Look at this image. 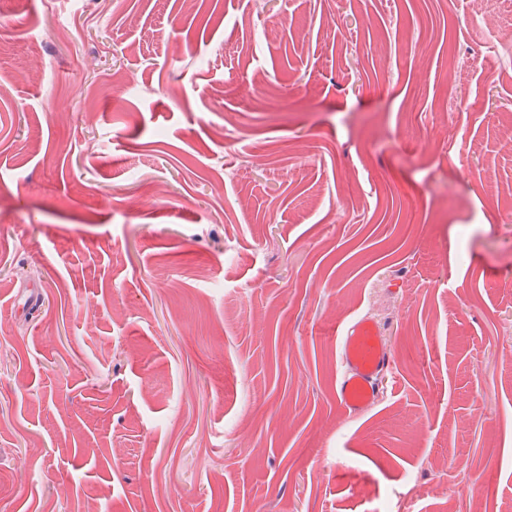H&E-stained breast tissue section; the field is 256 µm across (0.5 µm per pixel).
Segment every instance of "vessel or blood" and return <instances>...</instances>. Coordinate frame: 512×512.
Instances as JSON below:
<instances>
[{
  "label": "vessel or blood",
  "instance_id": "b4317fda",
  "mask_svg": "<svg viewBox=\"0 0 512 512\" xmlns=\"http://www.w3.org/2000/svg\"><path fill=\"white\" fill-rule=\"evenodd\" d=\"M339 347L342 371L336 398L345 411L356 414L381 396V380L390 371L388 349L379 329L365 317L345 328Z\"/></svg>",
  "mask_w": 512,
  "mask_h": 512
}]
</instances>
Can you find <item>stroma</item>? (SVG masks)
Masks as SVG:
<instances>
[{
  "label": "stroma",
  "instance_id": "35a3bbf8",
  "mask_svg": "<svg viewBox=\"0 0 512 512\" xmlns=\"http://www.w3.org/2000/svg\"><path fill=\"white\" fill-rule=\"evenodd\" d=\"M0 28V512H512V0ZM342 371L336 398L345 411L357 414L381 396V380L390 372L383 336L368 318L353 320L339 336Z\"/></svg>",
  "mask_w": 512,
  "mask_h": 512
}]
</instances>
